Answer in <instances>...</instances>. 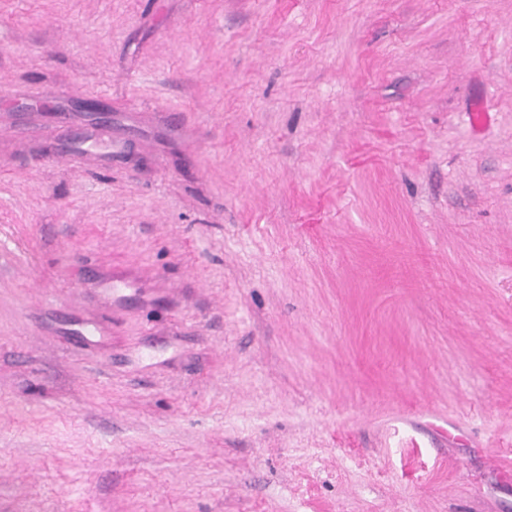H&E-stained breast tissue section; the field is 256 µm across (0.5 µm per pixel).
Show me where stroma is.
Here are the masks:
<instances>
[{"label":"stroma","mask_w":512,"mask_h":512,"mask_svg":"<svg viewBox=\"0 0 512 512\" xmlns=\"http://www.w3.org/2000/svg\"><path fill=\"white\" fill-rule=\"evenodd\" d=\"M507 468L512 0H0V512H512Z\"/></svg>","instance_id":"stroma-1"}]
</instances>
